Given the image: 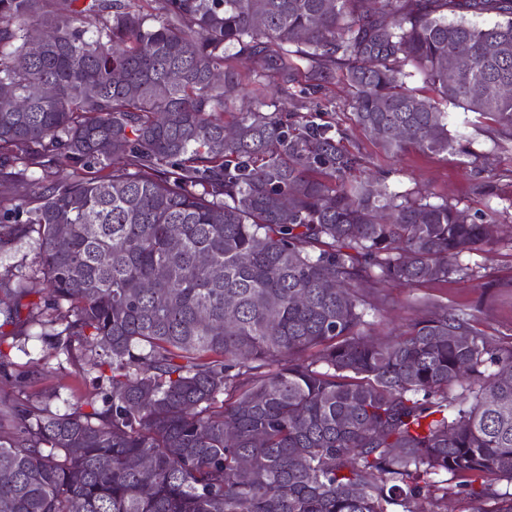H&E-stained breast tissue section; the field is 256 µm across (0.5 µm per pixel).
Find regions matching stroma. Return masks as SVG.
<instances>
[{"label":"stroma","instance_id":"1","mask_svg":"<svg viewBox=\"0 0 512 512\" xmlns=\"http://www.w3.org/2000/svg\"><path fill=\"white\" fill-rule=\"evenodd\" d=\"M320 112L325 121L344 131L345 147L362 156L364 173L384 180L389 190L410 197L429 195L432 202L448 201L468 213L493 221L499 240L489 252L466 254L460 259L470 275H454L448 281L415 288L389 286L380 294L378 308L367 319L378 338H390L423 312L421 298L447 303L450 308L474 314L475 326L488 345L496 349L512 347V142L497 146L490 122L477 119L463 109L451 111V133L461 135V146L442 155H424L409 149L396 155L386 153L356 123L351 94L343 80H333L322 92L309 93L304 83H296L283 105L284 114ZM494 280L495 289L479 297V279ZM11 364L0 373V399L17 394L18 376L41 370L43 378L35 391H54L52 410L66 411L92 393L90 383L81 382L74 366L55 353L48 341L33 335L16 342L10 351ZM512 483L493 480L481 499L467 493L448 498L450 512H499Z\"/></svg>","mask_w":512,"mask_h":512}]
</instances>
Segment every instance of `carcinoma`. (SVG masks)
<instances>
[{
    "mask_svg": "<svg viewBox=\"0 0 512 512\" xmlns=\"http://www.w3.org/2000/svg\"><path fill=\"white\" fill-rule=\"evenodd\" d=\"M326 2L164 0L156 19L130 0H0V178L73 168L0 213V252L36 238L47 282L32 300L0 273V365L38 326L96 396L57 413L27 391L43 373L18 382L0 512H412L441 472L475 499L512 480V348L427 300L393 340L366 334L381 288L464 271L487 222L357 178L342 132L273 100L224 126L231 47L283 97L298 56L314 91L341 76L390 153L455 149L450 105L511 141L512 0ZM464 12L505 21L448 19Z\"/></svg>",
    "mask_w": 512,
    "mask_h": 512,
    "instance_id": "cac0c4a2",
    "label": "carcinoma"
}]
</instances>
